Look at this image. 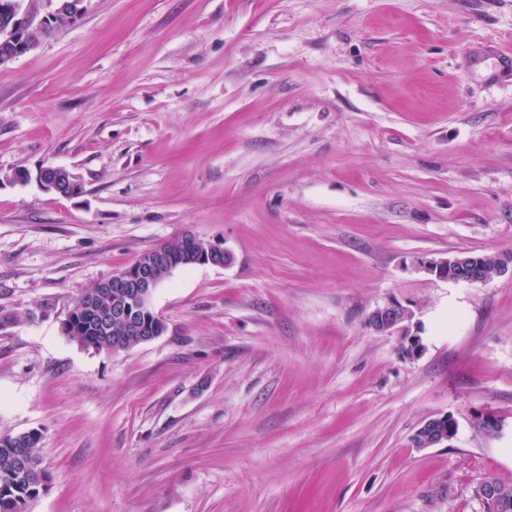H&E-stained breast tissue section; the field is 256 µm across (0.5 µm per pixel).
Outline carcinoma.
I'll return each mask as SVG.
<instances>
[{
  "mask_svg": "<svg viewBox=\"0 0 512 512\" xmlns=\"http://www.w3.org/2000/svg\"><path fill=\"white\" fill-rule=\"evenodd\" d=\"M72 336L69 340L83 348L111 351L112 334L72 307L68 314ZM41 439L35 436H16L12 432L0 433V512H27V506L47 489L49 474L40 454ZM29 460L22 476L14 475L13 462Z\"/></svg>",
  "mask_w": 512,
  "mask_h": 512,
  "instance_id": "obj_1",
  "label": "carcinoma"
}]
</instances>
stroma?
<instances>
[{"mask_svg": "<svg viewBox=\"0 0 512 512\" xmlns=\"http://www.w3.org/2000/svg\"><path fill=\"white\" fill-rule=\"evenodd\" d=\"M0 68V431H41L28 512H483L512 482V0H83ZM73 170L81 194L5 181ZM156 339L62 332L185 233ZM424 349L372 331L388 300ZM490 411L500 430L473 424ZM452 415L450 445L419 449ZM483 256L482 268L470 271L467 274H478L487 278L495 272L496 254H485ZM475 259V257L470 255L458 254L448 258H420L416 262L420 269L439 279L455 282H481L464 273L466 269L473 265ZM455 434L456 421L447 414L423 423L412 436V443L416 448H430L451 441ZM482 482L487 485L482 492V503L486 510L494 512H507L511 510L510 512H512V509L501 500L502 496V498L510 502V504L512 503V485L496 477H487ZM489 485H495L501 496L495 487Z\"/></svg>", "mask_w": 512, "mask_h": 512, "instance_id": "1", "label": "stroma"}]
</instances>
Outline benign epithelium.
Wrapping results in <instances>:
<instances>
[{"label": "benign epithelium", "instance_id": "obj_1", "mask_svg": "<svg viewBox=\"0 0 512 512\" xmlns=\"http://www.w3.org/2000/svg\"><path fill=\"white\" fill-rule=\"evenodd\" d=\"M54 10L46 16L36 18L31 9H22L19 0L11 4V14L0 23V68L13 63L34 46L41 45L48 37L51 20L66 13L79 14L82 0H52ZM17 183L35 181L47 193L62 197H73L82 193L81 178L75 172L61 166L46 165L38 169L36 175L27 170H17L13 174ZM180 246L169 252H158L145 260L112 272L101 281L98 292H83L79 296V306L94 315L101 324L108 322L134 327L140 323V316L152 311L150 299L164 280L183 264L194 266L210 265L223 267L233 260L232 254L223 247L205 242L193 234L178 238ZM475 257L458 254L448 258H420L417 266L439 279L455 282H471L473 278L465 270L473 265ZM411 318V312L401 303L390 300L374 309L368 316L369 327L381 334H392L403 330V323ZM456 434V421L450 415L433 418L423 423L412 436L416 448H430L451 441ZM482 503L490 512H509V507L501 500L497 489L485 486Z\"/></svg>", "mask_w": 512, "mask_h": 512}]
</instances>
